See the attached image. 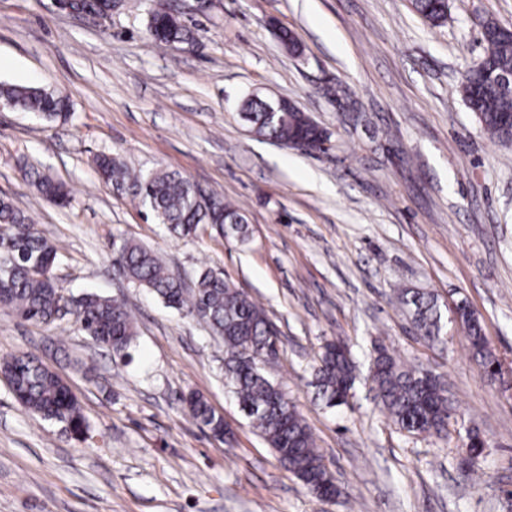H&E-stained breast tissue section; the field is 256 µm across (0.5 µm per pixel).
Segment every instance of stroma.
<instances>
[{
    "label": "stroma",
    "instance_id": "stroma-1",
    "mask_svg": "<svg viewBox=\"0 0 512 512\" xmlns=\"http://www.w3.org/2000/svg\"><path fill=\"white\" fill-rule=\"evenodd\" d=\"M119 0L106 20L54 0H0V83L68 95L48 125L0 111V198L61 248L55 273L124 304L137 336L123 364L78 327L18 320L0 307V358L28 352L80 398L92 438L25 410L0 378V512H512V143L488 136L462 95L484 52L480 27H512V0H448L434 26L411 0ZM174 8L195 36L158 47L151 11ZM290 32L303 53L281 42ZM353 101L342 111L324 94ZM286 98L329 136L301 153L253 136L249 90ZM175 171L237 203L250 236L202 226L171 236L130 195L101 182L96 155ZM71 191L43 200L29 164ZM155 251L193 287L209 268L276 324L281 355L264 372L305 418L341 493L325 500L278 462L224 378V344L197 317L112 272L114 244ZM436 298L437 341L423 339L399 290ZM479 317L501 372L484 374L455 312ZM348 344L359 376L347 404L316 400L326 342ZM442 375L454 409L442 435L399 431L366 379L375 346ZM198 391L235 432L201 429L180 396ZM485 443L463 467L469 434Z\"/></svg>",
    "mask_w": 512,
    "mask_h": 512
}]
</instances>
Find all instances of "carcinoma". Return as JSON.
Returning <instances> with one entry per match:
<instances>
[{"label":"carcinoma","mask_w":512,"mask_h":512,"mask_svg":"<svg viewBox=\"0 0 512 512\" xmlns=\"http://www.w3.org/2000/svg\"><path fill=\"white\" fill-rule=\"evenodd\" d=\"M415 10L430 24L440 26L448 17V0H413ZM147 29L159 45L194 41L192 31L177 18L157 12L148 18ZM507 27L484 23V53L468 70L462 86L463 96L475 112L483 130L501 142H512V89L502 79L512 75V35ZM0 99L14 109L35 112L47 123H65L70 117V101L63 93L32 85L0 84ZM250 132L259 138L310 147L329 140L328 133L296 105L288 104L271 122L266 101L256 93L243 100ZM100 178L107 184L127 187L141 201L150 216L179 238L196 235L199 226L210 225L219 234L229 226L231 234L243 242L248 224L242 209L224 195L207 192L211 206L197 197L194 184L180 174L156 170L141 174L130 170L110 154L95 158ZM27 174L42 197L60 207L70 204L65 184L52 179L33 164ZM0 306L11 309L20 320L52 322L65 301L64 286L54 270L60 249L42 235L34 220L6 199H0ZM115 270L129 282L147 289L168 306L187 308L203 320L213 333L224 339V374L242 414L265 440L281 465L311 489L325 479L328 469L304 417L280 386L262 370L243 361V351L263 357L280 342L279 331L263 307L210 269L202 270L197 286L186 294L177 276L149 248L126 240L119 248ZM401 304L414 308L416 322L424 338L435 340L441 331V314L434 297L403 290ZM82 331L101 346L119 354L120 361L132 360L130 349L136 330L128 309L97 293L88 292L70 300ZM458 316L470 341L473 357L489 365L495 357L483 327L469 308ZM382 368L371 377L377 406L402 431L416 435H439L447 426L453 410L448 389L439 374L422 365L404 364L382 347L376 348ZM0 373L8 379L18 403L42 418L65 424V430L79 440L90 438L89 425L82 406L70 386L28 353L12 355L0 361ZM357 365L342 342H328L314 367L312 385L328 408L347 402V391L354 387ZM187 413L208 427L216 437L224 436V418L217 414L200 394L190 391L183 397Z\"/></svg>","instance_id":"carcinoma-1"}]
</instances>
